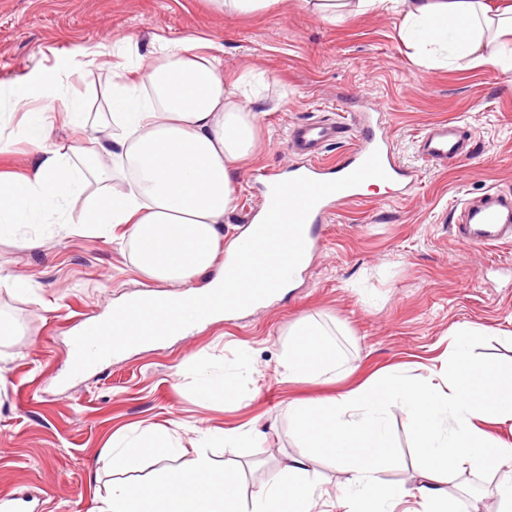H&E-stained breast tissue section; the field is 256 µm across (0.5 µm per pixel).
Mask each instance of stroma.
Instances as JSON below:
<instances>
[{
    "mask_svg": "<svg viewBox=\"0 0 512 512\" xmlns=\"http://www.w3.org/2000/svg\"><path fill=\"white\" fill-rule=\"evenodd\" d=\"M202 34L224 49L229 80L262 76L248 101L259 128L256 152L234 169L238 188L224 216L223 245L244 229L258 201L253 175L283 170L295 157L287 140L294 124L343 115L356 123L385 116L400 160L416 169L407 196H366L335 209L292 288L265 306L201 325L162 347L144 346L95 372L68 378L70 338L116 302L164 290L135 266L120 235L70 234L57 213L21 228L30 238L0 239V273L27 281L16 294L0 288V319L16 336L0 342V493H17L23 512H99L115 478L112 449L145 433L169 430L182 451L143 455L129 477L154 483L167 468L188 466L202 433L243 428L248 448L217 447L220 467L237 473L243 497L256 494L286 457L304 454L289 404L335 396L384 375L414 378L444 367L448 331L485 328L472 350L512 366V245L467 247L452 235L460 200L487 190L512 194V84L480 66L416 64L388 8L347 7L329 22L303 0L279 10L232 15L209 0H0V173L29 174L31 147L23 113L11 108L20 81L34 95L58 89L50 114L52 143L62 152L83 146L67 124L72 98L91 115L106 111L112 68L90 64L87 49L124 42L125 60L150 64L154 33ZM461 126L469 153L448 166L426 162L417 140L438 122ZM315 320L336 335L345 355L336 382H291L281 360L300 321ZM234 376L235 398L197 396L200 376ZM389 434L400 465L383 480L410 491L402 506L420 512L414 440L405 412L391 407ZM321 496L313 512H345V476L314 465ZM491 471L457 469L450 496L471 512H498Z\"/></svg>",
    "mask_w": 512,
    "mask_h": 512,
    "instance_id": "1",
    "label": "stroma"
}]
</instances>
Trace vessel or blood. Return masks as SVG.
<instances>
[{"instance_id": "b4317fda", "label": "vessel or blood", "mask_w": 512, "mask_h": 512, "mask_svg": "<svg viewBox=\"0 0 512 512\" xmlns=\"http://www.w3.org/2000/svg\"><path fill=\"white\" fill-rule=\"evenodd\" d=\"M346 133L343 122H303L296 124L291 132L288 145L299 156V163L289 167L287 175L265 172L261 175V198L258 206L246 218L247 223L256 225L266 215L272 200L271 187L283 177L305 176L318 181H330L344 177L357 169L372 152H379L384 170L391 186L400 193L413 191L418 183L417 175L402 167L396 160L388 141L379 134L378 125L372 118H365L361 124L356 145L348 149L336 162L327 163L321 158L323 150L341 139ZM423 159L445 164L461 154L458 128L450 122H439L427 129L420 139ZM358 188L352 187L336 192L322 199L309 214L304 237L307 251H314L318 237L319 223L331 213L334 207L347 202L361 200ZM512 210V196L505 193H490L485 203L477 208L464 205L460 208V222L456 227L458 241L486 247L512 242V222L506 221L504 213Z\"/></svg>"}]
</instances>
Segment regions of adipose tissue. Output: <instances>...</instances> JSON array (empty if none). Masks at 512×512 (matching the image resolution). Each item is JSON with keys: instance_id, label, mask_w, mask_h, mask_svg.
Returning <instances> with one entry per match:
<instances>
[{"instance_id": "adipose-tissue-1", "label": "adipose tissue", "mask_w": 512, "mask_h": 512, "mask_svg": "<svg viewBox=\"0 0 512 512\" xmlns=\"http://www.w3.org/2000/svg\"><path fill=\"white\" fill-rule=\"evenodd\" d=\"M391 4L400 33L431 67L455 58L512 74V0H356L365 13ZM155 62L143 69L122 67L112 85V110L88 124L80 101L68 113L70 126L85 134L79 157L60 153L50 142L46 114L29 108L31 90L21 85L15 110L24 112L25 139L36 160L23 179L0 176V238L17 226L37 224L49 209H80L77 233L108 235L125 225L136 266L148 278L187 288L215 261L224 215L236 187L232 168L256 147L254 116L227 81L215 44L204 37L155 36ZM130 178L128 191L86 196L89 181ZM473 326L453 327L444 374L420 379L375 378L345 393L297 406L293 426L308 455L287 458L279 474L251 499H243L235 475L218 469L203 451L188 467L163 471L150 487L113 481L100 512H312L318 483L311 463L328 457L346 475L348 512H394L404 488L381 475L398 464L385 415L397 404L410 421L419 451L423 512H459L441 476L457 467L501 471L497 492L512 512V447L496 443L484 425L512 420V372L477 361ZM342 365L336 347L317 324L304 321L282 361L285 379L334 380ZM168 432L146 434L113 454L112 469H132L142 453L170 454Z\"/></svg>"}]
</instances>
